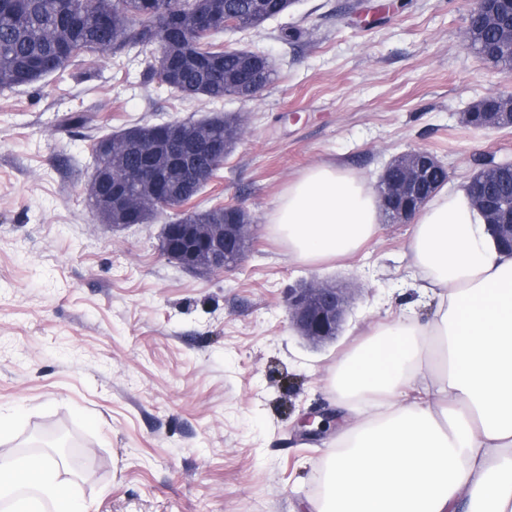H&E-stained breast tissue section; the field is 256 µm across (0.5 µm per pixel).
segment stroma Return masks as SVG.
I'll return each mask as SVG.
<instances>
[{"label":"stroma","mask_w":512,"mask_h":512,"mask_svg":"<svg viewBox=\"0 0 512 512\" xmlns=\"http://www.w3.org/2000/svg\"><path fill=\"white\" fill-rule=\"evenodd\" d=\"M471 0H295L214 43L268 56L274 81L250 102L187 98L142 73L154 46L83 54L38 83L0 88V457L54 453L90 512H310L337 429L303 431L337 407L338 361L417 303L413 222L382 219L354 255L301 262L267 224L321 163L377 185L413 149L450 183L512 156V128L463 114L512 76L465 48ZM297 29L298 40H282ZM71 113L82 125H66ZM239 116L244 133L198 196L244 210L253 239L236 268L190 273L159 250L172 210L122 230L88 200L94 141L132 123ZM320 278L349 299L336 339L313 342L288 290Z\"/></svg>","instance_id":"35a3bbf8"}]
</instances>
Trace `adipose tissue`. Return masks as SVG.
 Segmentation results:
<instances>
[{"mask_svg":"<svg viewBox=\"0 0 512 512\" xmlns=\"http://www.w3.org/2000/svg\"><path fill=\"white\" fill-rule=\"evenodd\" d=\"M383 215L366 181L325 164L289 185L270 222L317 265L358 249ZM413 222L435 319L381 327L340 363L342 407L367 415L337 439L314 512H512V257L489 244L467 183ZM23 490L88 512L48 457L0 461V500Z\"/></svg>","mask_w":512,"mask_h":512,"instance_id":"ef3b65f1","label":"adipose tissue"}]
</instances>
